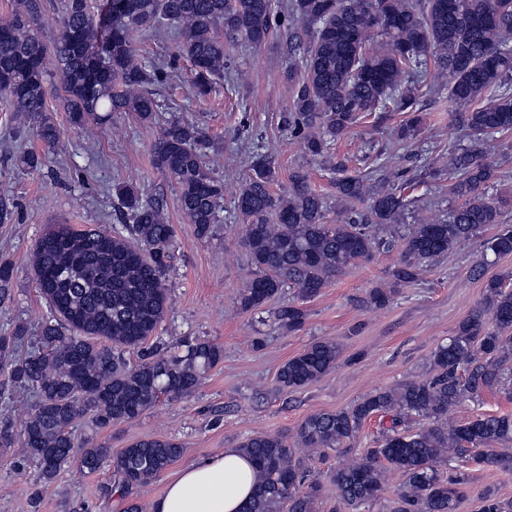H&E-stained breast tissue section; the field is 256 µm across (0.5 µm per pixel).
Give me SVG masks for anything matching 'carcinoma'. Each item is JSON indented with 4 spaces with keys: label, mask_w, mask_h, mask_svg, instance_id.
<instances>
[{
    "label": "carcinoma",
    "mask_w": 512,
    "mask_h": 512,
    "mask_svg": "<svg viewBox=\"0 0 512 512\" xmlns=\"http://www.w3.org/2000/svg\"><path fill=\"white\" fill-rule=\"evenodd\" d=\"M41 14L42 0H16L0 17V106L56 147L61 133L49 115L45 79V60L52 56L73 126L104 124L114 112L158 126L152 163L174 183L183 218L199 237L220 221L224 182L207 161L215 146L205 132L179 118L160 121L149 87L170 80L177 60L191 64V91L205 100L228 65L224 40L257 49L278 32L288 35L294 63L285 124L312 157L324 156L364 118L390 110L409 113L393 138L418 140L424 116L414 106L421 84L432 66L452 75L448 98L466 109L470 145L448 149V194L457 205L446 219L400 231L416 202L406 195L413 184L374 169L336 180V199L346 208L329 222L327 201L306 173L295 171L288 191L274 193L275 161L264 145H253L250 174L235 193L241 245L252 266L239 293L242 310L262 309L286 288L313 298L350 265L397 248L392 287L372 288L363 300L383 308L397 287L491 225L498 231L486 249L496 257L512 254L508 203L489 194L496 169L488 162L494 142L512 133V0H288L279 13L272 0H99L95 8L90 0H60L49 43L40 34ZM170 25L178 39L172 58L142 63L136 40ZM112 193L120 224L110 230L54 224L34 246L31 269L47 304L37 346L16 358L15 349L28 339L26 327L0 336V368L34 401L19 433L0 429V447L19 441L47 481L73 458L90 473L108 461L125 494L159 477L181 456V445L147 439L114 454L89 438L76 439L75 423L104 428L139 417L163 396L188 395L223 350L198 341L162 353L148 344L167 310L172 228L163 205L139 186L118 181ZM360 202L366 211L355 208ZM388 224L397 231L379 236ZM305 317L290 302L275 311L289 332L301 329ZM127 353L137 354L140 364L127 362ZM338 357L336 345L312 343L281 366L279 382L303 388ZM511 361L512 290L493 279L480 308L433 352L431 377L375 391L347 409L309 415L296 445L312 452L349 448L368 418L390 419L377 447L341 463L331 476L332 512H365L384 493L389 471L404 476L393 512H456L470 478L455 462L473 449L481 450L484 465L512 470V448L506 447L512 414L448 424L449 409L483 390L508 389ZM413 416L427 425L405 428ZM239 449L254 468L245 512H281L285 504L287 512H316L321 485L283 438L255 435ZM481 503L480 512H512V499L491 489Z\"/></svg>",
    "instance_id": "carcinoma-1"
}]
</instances>
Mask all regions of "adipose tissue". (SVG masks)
<instances>
[{
	"mask_svg": "<svg viewBox=\"0 0 512 512\" xmlns=\"http://www.w3.org/2000/svg\"><path fill=\"white\" fill-rule=\"evenodd\" d=\"M253 485L249 459L239 449L178 471L156 498L151 512H242Z\"/></svg>",
	"mask_w": 512,
	"mask_h": 512,
	"instance_id": "ef3b65f1",
	"label": "adipose tissue"
}]
</instances>
